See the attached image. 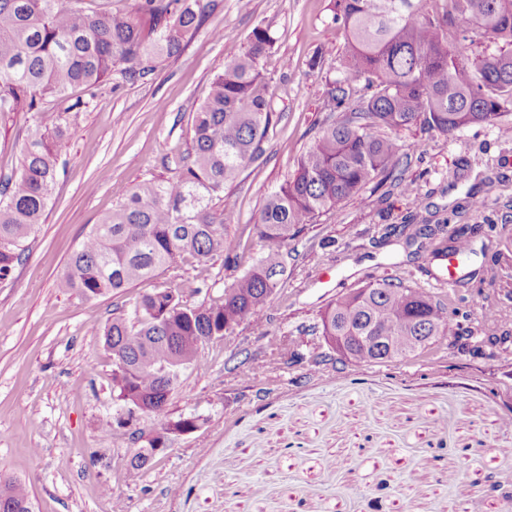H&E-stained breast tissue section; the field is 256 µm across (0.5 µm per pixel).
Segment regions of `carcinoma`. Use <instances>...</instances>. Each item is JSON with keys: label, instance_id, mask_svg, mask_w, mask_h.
Masks as SVG:
<instances>
[{"label": "carcinoma", "instance_id": "obj_1", "mask_svg": "<svg viewBox=\"0 0 512 512\" xmlns=\"http://www.w3.org/2000/svg\"><path fill=\"white\" fill-rule=\"evenodd\" d=\"M200 15V0H135L133 12L84 0H0V114H37L18 171L0 180V279L24 254L59 174L58 141L68 125L51 103L75 88L94 92L119 65L128 80L146 78L159 58L181 55L184 35ZM142 16L154 22L148 31ZM450 16L503 48L465 62L448 47ZM333 20L346 46L332 100L345 104L362 79L372 93L343 119L325 120L293 174L268 197L256 224L258 257L224 286L219 303L187 305L174 289L158 288L104 329L115 365L112 391L122 402L117 426H126L140 408L162 425V434L128 459L129 469L144 468L167 435L196 428L193 418L169 417L180 371L201 363L206 343L232 335L271 304L288 241L378 177L394 176L402 146L380 129L419 123L448 136L496 122L512 109V0H335ZM270 45L267 29L251 31L244 52L214 76L195 112L190 156L166 180L117 188V208L90 229L58 288L85 300L120 297L187 255L201 264L217 255L226 265L237 260L241 241L224 233L231 214L214 212L212 202L257 158L272 126L260 68ZM470 253L462 227L435 250L461 263ZM369 288L367 297L361 290L339 296L321 315L330 349L338 336L355 337L342 359L373 365L410 355L392 336L429 337L420 352L447 338V306L440 298L402 283ZM360 336L384 341L368 345ZM0 512H34L25 483L0 479Z\"/></svg>", "mask_w": 512, "mask_h": 512}]
</instances>
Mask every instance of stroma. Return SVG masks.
Masks as SVG:
<instances>
[{
  "instance_id": "obj_1",
  "label": "stroma",
  "mask_w": 512,
  "mask_h": 512,
  "mask_svg": "<svg viewBox=\"0 0 512 512\" xmlns=\"http://www.w3.org/2000/svg\"><path fill=\"white\" fill-rule=\"evenodd\" d=\"M333 4L201 0L179 57L134 82L113 70L96 96L75 89L55 103L81 109L69 114L45 221L0 280V475L26 483L35 512H114L119 502L127 512H512V115L448 136L391 130L404 147L397 171L421 207L378 180L304 226L272 306L183 370L169 415L196 429L169 435L145 468L126 467L159 425L138 412L117 426L104 328L162 286L190 304L220 299L256 258L266 198L326 116L346 113L329 98L345 45ZM258 26L273 39L260 67L274 127L215 202L233 206L225 232L242 239L237 265L190 261L118 298L60 291L71 253L115 208V187L169 177L187 155L213 75ZM35 122L31 112L0 119V177L18 168ZM413 224L467 226L472 252L456 283L433 254L440 235H411ZM384 279L445 298L451 330L479 327L487 342L314 365L327 350L325 308Z\"/></svg>"
}]
</instances>
